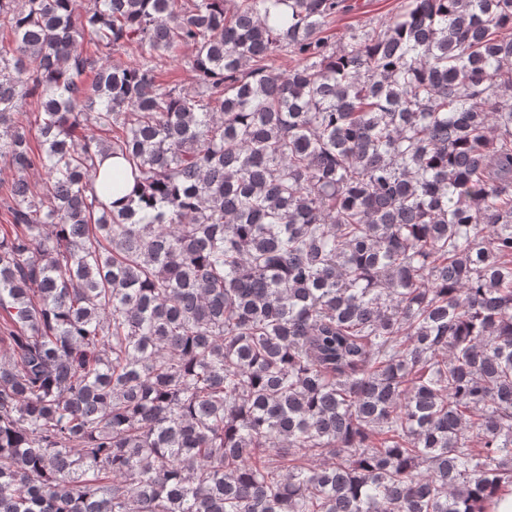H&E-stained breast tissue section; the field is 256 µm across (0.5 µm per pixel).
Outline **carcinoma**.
Returning <instances> with one entry per match:
<instances>
[{
  "label": "carcinoma",
  "instance_id": "cac0c4a2",
  "mask_svg": "<svg viewBox=\"0 0 512 512\" xmlns=\"http://www.w3.org/2000/svg\"><path fill=\"white\" fill-rule=\"evenodd\" d=\"M353 9L0 0V512L512 492V0ZM400 0H352L357 8L341 13L327 26L325 35L337 46L348 41L349 35L362 26L379 25L396 13Z\"/></svg>",
  "mask_w": 512,
  "mask_h": 512
}]
</instances>
